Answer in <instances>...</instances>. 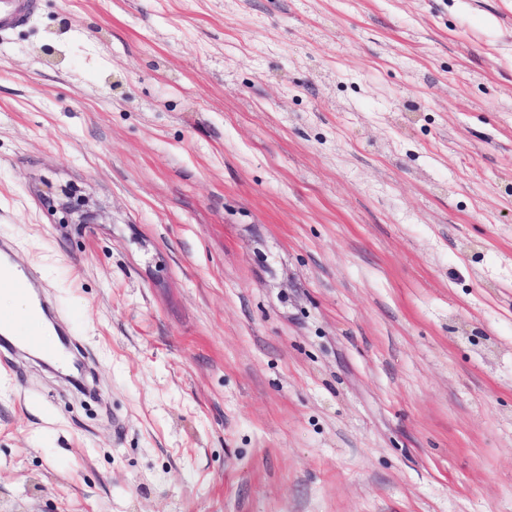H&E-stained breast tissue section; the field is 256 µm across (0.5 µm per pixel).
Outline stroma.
Returning <instances> with one entry per match:
<instances>
[{"label": "stroma", "mask_w": 512, "mask_h": 512, "mask_svg": "<svg viewBox=\"0 0 512 512\" xmlns=\"http://www.w3.org/2000/svg\"><path fill=\"white\" fill-rule=\"evenodd\" d=\"M0 239V512H512V0H39ZM13 251L10 243L0 240V284L27 294L33 303L27 319L31 323L40 324L43 314L48 310V305L40 294L41 286L34 275L14 267ZM1 299L8 306L3 308L22 317L27 316L26 299L23 295L12 292H1ZM9 312H0V335L2 346L10 350L25 349L36 353L46 360H58L61 357L59 339L51 340L45 336H68L62 332L46 331L40 328L28 329L20 317ZM50 334H49V333Z\"/></svg>", "instance_id": "stroma-1"}]
</instances>
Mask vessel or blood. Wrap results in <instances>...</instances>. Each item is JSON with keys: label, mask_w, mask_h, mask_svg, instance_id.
<instances>
[{"label": "vessel or blood", "mask_w": 512, "mask_h": 512, "mask_svg": "<svg viewBox=\"0 0 512 512\" xmlns=\"http://www.w3.org/2000/svg\"><path fill=\"white\" fill-rule=\"evenodd\" d=\"M36 0H0V32H8L14 25L28 18L35 10ZM13 246L0 240V284L27 294L32 308L27 319L9 312H0V344L9 349H25L46 360L61 356L59 340L46 336L40 324L48 306L40 294V284L31 273L15 268Z\"/></svg>", "instance_id": "obj_1"}]
</instances>
